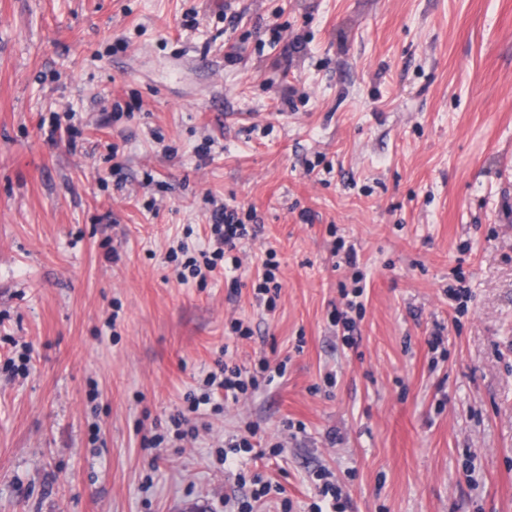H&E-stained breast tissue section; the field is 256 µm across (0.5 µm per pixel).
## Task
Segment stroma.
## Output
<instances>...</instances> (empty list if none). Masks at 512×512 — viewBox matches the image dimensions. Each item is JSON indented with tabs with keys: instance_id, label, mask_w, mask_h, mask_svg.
I'll use <instances>...</instances> for the list:
<instances>
[{
	"instance_id": "1",
	"label": "stroma",
	"mask_w": 512,
	"mask_h": 512,
	"mask_svg": "<svg viewBox=\"0 0 512 512\" xmlns=\"http://www.w3.org/2000/svg\"><path fill=\"white\" fill-rule=\"evenodd\" d=\"M214 198L260 224L235 290L168 260ZM227 354L286 372L144 447ZM251 429L279 461L224 468ZM322 473L346 512H512V0H0V512H311ZM276 253L273 250L265 252V259L262 260L263 273L252 284L253 293L265 308L272 310L276 306V298L278 296L281 285L278 281L276 271L279 268V262L275 260Z\"/></svg>"
}]
</instances>
